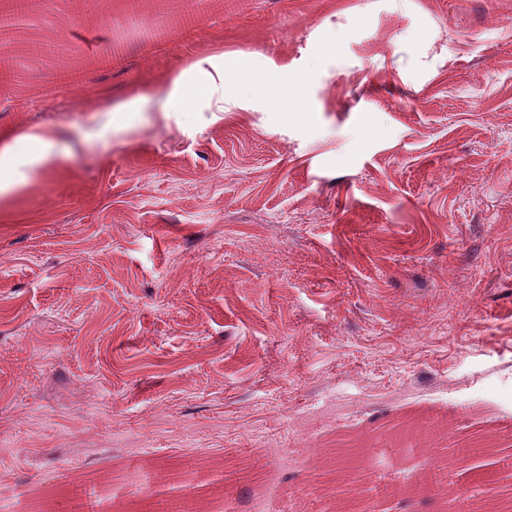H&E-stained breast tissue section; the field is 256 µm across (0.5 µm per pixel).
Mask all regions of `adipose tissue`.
I'll list each match as a JSON object with an SVG mask.
<instances>
[{
  "label": "adipose tissue",
  "instance_id": "1",
  "mask_svg": "<svg viewBox=\"0 0 512 512\" xmlns=\"http://www.w3.org/2000/svg\"><path fill=\"white\" fill-rule=\"evenodd\" d=\"M193 82L200 83L205 90V101L193 115L198 124L215 123L221 113L250 106L244 90L250 82L249 72H238L236 81H229L224 50L217 47L191 57L178 73L162 84L156 95L155 123H168L186 111L188 86ZM58 138L56 126L35 125L0 141V198L11 196L26 185L31 174L56 169Z\"/></svg>",
  "mask_w": 512,
  "mask_h": 512
}]
</instances>
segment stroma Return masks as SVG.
Listing matches in <instances>:
<instances>
[{
  "instance_id": "stroma-1",
  "label": "stroma",
  "mask_w": 512,
  "mask_h": 512,
  "mask_svg": "<svg viewBox=\"0 0 512 512\" xmlns=\"http://www.w3.org/2000/svg\"><path fill=\"white\" fill-rule=\"evenodd\" d=\"M190 2L34 0L0 51V135L72 130L0 200V512H500L512 0ZM215 44L308 81L76 134Z\"/></svg>"
}]
</instances>
